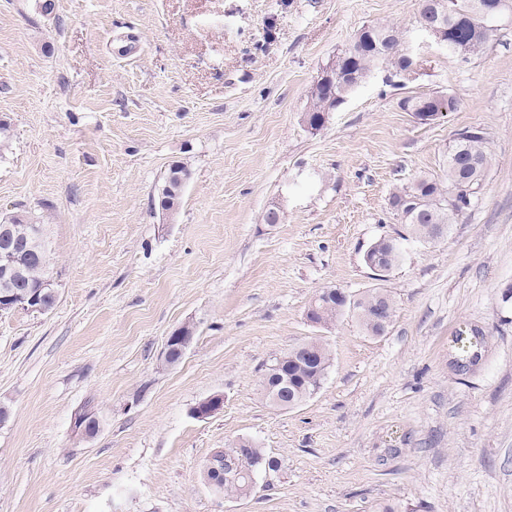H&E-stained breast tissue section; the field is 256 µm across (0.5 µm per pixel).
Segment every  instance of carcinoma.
Masks as SVG:
<instances>
[{
  "label": "carcinoma",
  "mask_w": 512,
  "mask_h": 512,
  "mask_svg": "<svg viewBox=\"0 0 512 512\" xmlns=\"http://www.w3.org/2000/svg\"><path fill=\"white\" fill-rule=\"evenodd\" d=\"M454 11L441 14L436 10V0H418L417 22H431L446 28L449 41L445 48L451 54L461 45L466 46L465 57L477 55L485 49L491 36L477 35L474 25L485 22V0H453ZM402 31L389 24H373L360 30L351 43L336 53L322 68L326 78L314 82L310 90V106L304 114L307 128L315 130L325 125V117L338 110L349 95L374 70L381 66L391 73H398L417 62V58L401 48ZM405 111L424 112L433 109L447 111L454 107L453 99L433 98L431 94L409 95L400 100ZM491 158L487 151L485 133L479 127L462 130L448 146L445 174L441 179L420 176L410 185L391 193L389 206L404 224L406 234L391 243L385 238L376 239L363 255L365 265H378L384 269L395 268L402 260V240L410 235L427 243L446 236L480 193ZM188 170L182 165L169 168L159 189V209L169 214L174 211L170 201L180 200L188 179ZM27 236L19 252V263L25 278L13 284V290L26 295L37 289L45 276L44 265L49 262L50 241L46 224H36L23 214L16 213L7 219ZM316 322L326 327L346 313L356 317L362 330L370 336L383 335L394 317V303L387 290L374 288L355 300L344 302L325 291L317 294L314 303ZM484 332L474 327L471 337L460 347L462 356L453 361L457 372L466 375L482 358L476 347L482 345ZM278 360L287 364L285 377L269 372L267 381L284 392V398L299 404L316 394L324 384L333 362L329 345L319 338H311L288 350ZM222 470L220 490L229 497L248 495L250 468L278 467V461L254 441L234 443L206 458L202 471L211 464Z\"/></svg>",
  "instance_id": "carcinoma-1"
}]
</instances>
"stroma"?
Segmentation results:
<instances>
[{"mask_svg": "<svg viewBox=\"0 0 512 512\" xmlns=\"http://www.w3.org/2000/svg\"><path fill=\"white\" fill-rule=\"evenodd\" d=\"M54 3L0 0V222L49 225L58 284L48 313H0V512H512V18L463 60L420 31L417 0ZM376 23L419 75L400 91L373 74L310 134L314 80ZM405 94L456 106L422 124ZM469 127L491 155L480 194L377 279L364 251L404 230L391 192L442 175ZM174 164L189 178L166 217ZM325 287L387 290V332L312 326ZM185 324L191 346L162 368ZM465 326L486 346L461 376ZM313 337L333 353L322 388L272 407L266 364ZM216 393L223 410L194 418ZM239 438L278 467L249 497L214 493L202 463ZM188 176V170L182 165H173L169 168L159 189V209L162 210V214H169L175 210L170 200H176L178 206Z\"/></svg>", "mask_w": 512, "mask_h": 512, "instance_id": "stroma-1", "label": "stroma"}]
</instances>
